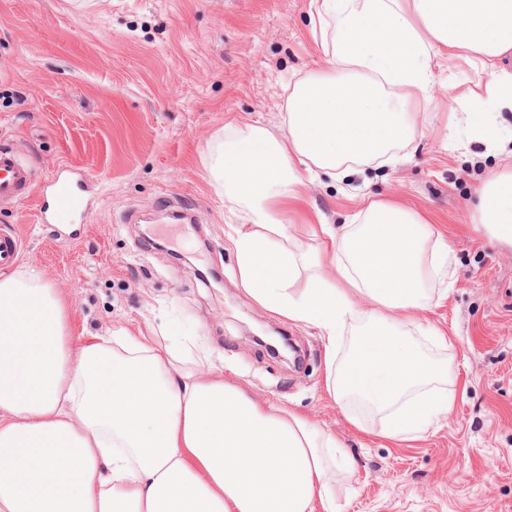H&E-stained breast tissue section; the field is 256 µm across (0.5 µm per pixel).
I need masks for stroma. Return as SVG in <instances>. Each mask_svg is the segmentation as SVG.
<instances>
[{
	"mask_svg": "<svg viewBox=\"0 0 512 512\" xmlns=\"http://www.w3.org/2000/svg\"><path fill=\"white\" fill-rule=\"evenodd\" d=\"M317 0H0V147L37 185L60 167L81 181L69 224L0 206L26 240L18 262L57 288L72 336L125 327L174 342L198 336L225 381L332 432L351 470L336 512H512V247L474 224V190L512 159L487 152L457 101L483 94L480 66L431 56L429 96L402 163L306 183L290 212L350 223L369 197L429 217L453 249L451 276L424 281L425 310L400 333L448 372L453 399L417 439L378 436L382 413L323 385L326 340L242 288L226 225L232 205L207 152L231 125L283 127L290 87L325 67ZM433 325L447 348L426 337Z\"/></svg>",
	"mask_w": 512,
	"mask_h": 512,
	"instance_id": "stroma-1",
	"label": "stroma"
}]
</instances>
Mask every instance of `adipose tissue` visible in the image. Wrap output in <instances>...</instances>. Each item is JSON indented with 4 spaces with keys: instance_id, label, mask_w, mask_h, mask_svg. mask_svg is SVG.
I'll use <instances>...</instances> for the list:
<instances>
[{
    "instance_id": "ef3b65f1",
    "label": "adipose tissue",
    "mask_w": 512,
    "mask_h": 512,
    "mask_svg": "<svg viewBox=\"0 0 512 512\" xmlns=\"http://www.w3.org/2000/svg\"><path fill=\"white\" fill-rule=\"evenodd\" d=\"M314 27L328 66L293 84L286 135L232 127L212 141L207 164L241 218L229 237L244 289L317 327L327 394L385 411L380 436L401 439L452 403L435 386L443 369L395 330L422 307V244L433 240L438 272L447 239L382 201L355 228L322 219L295 235L283 205L305 182L388 162L409 143L412 125L394 105L426 95L430 54L481 65L485 96L460 97L483 122L512 111V74L500 66L512 56V0H322ZM476 195L477 224L512 244V172L488 177ZM353 323L360 338L337 363ZM212 362L205 348L125 330L73 338L50 283L1 273L0 512H336L333 479L349 462L335 436L204 373Z\"/></svg>"
}]
</instances>
